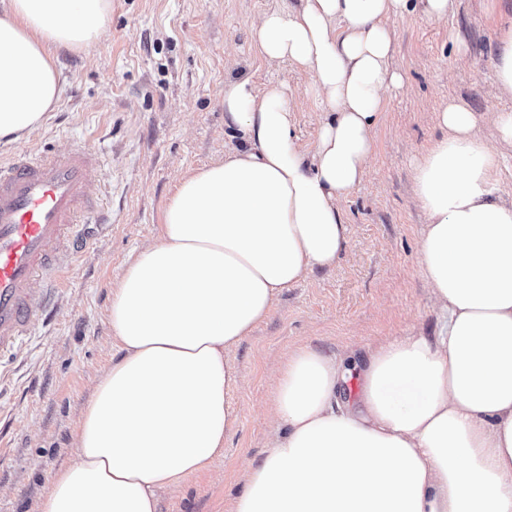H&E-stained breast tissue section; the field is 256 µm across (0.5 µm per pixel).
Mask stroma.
Masks as SVG:
<instances>
[{
	"mask_svg": "<svg viewBox=\"0 0 512 512\" xmlns=\"http://www.w3.org/2000/svg\"><path fill=\"white\" fill-rule=\"evenodd\" d=\"M295 0H112L99 44L57 53L64 93L41 127L0 143L17 150L83 146L105 164L92 192L112 212L109 228L55 294L12 357L0 360V512H37L49 474L74 458L78 413L112 357L107 311L113 281L153 241L180 177L237 147L224 123V84L289 85L303 149L323 112L309 76L267 62L251 24ZM512 20L485 0H458L448 19L397 18L395 64L405 79L375 129L365 181L342 202L350 239L335 266L284 289L267 318L233 352L237 425L209 470L159 495L158 512H231L243 460L267 451L266 414L291 349L310 345L336 357L396 336H433L440 324L419 273L423 212L414 196V159L441 130L438 114L459 99L478 114L512 111L493 94L496 32Z\"/></svg>",
	"mask_w": 512,
	"mask_h": 512,
	"instance_id": "35a3bbf8",
	"label": "stroma"
}]
</instances>
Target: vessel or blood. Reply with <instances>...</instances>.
<instances>
[{
    "instance_id": "vessel-or-blood-1",
    "label": "vessel or blood",
    "mask_w": 512,
    "mask_h": 512,
    "mask_svg": "<svg viewBox=\"0 0 512 512\" xmlns=\"http://www.w3.org/2000/svg\"><path fill=\"white\" fill-rule=\"evenodd\" d=\"M95 152L20 151L0 162V358L42 320L65 270L88 250L99 208L88 195Z\"/></svg>"
}]
</instances>
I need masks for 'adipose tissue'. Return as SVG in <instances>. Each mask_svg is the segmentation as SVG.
I'll return each mask as SVG.
<instances>
[{
    "mask_svg": "<svg viewBox=\"0 0 512 512\" xmlns=\"http://www.w3.org/2000/svg\"><path fill=\"white\" fill-rule=\"evenodd\" d=\"M457 0H298L259 17L271 62L312 75L325 110L301 150L294 91L224 86L243 143L184 174L156 240L112 287L115 352L82 406L75 459L39 512H157L209 469L236 425L230 354L276 296L335 265L341 202L367 176L377 119L404 85L390 23L447 19ZM112 0H0V142L40 127L63 94L56 52L96 46ZM414 160L420 274L438 335L367 346L354 367L302 346L284 363L265 456L234 512H512V199L498 195L512 113L452 101ZM362 388L341 401L352 369Z\"/></svg>",
    "mask_w": 512,
    "mask_h": 512,
    "instance_id": "ef3b65f1",
    "label": "adipose tissue"
}]
</instances>
